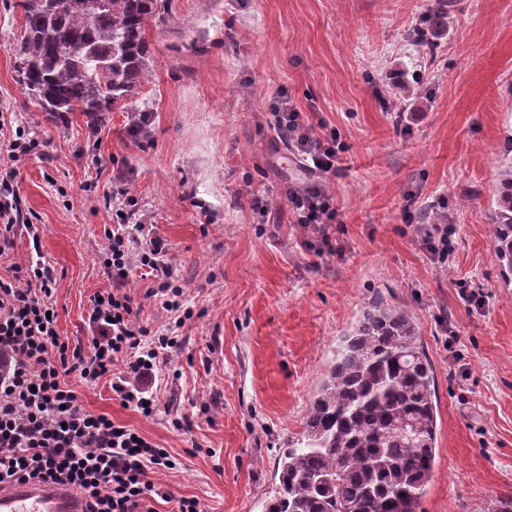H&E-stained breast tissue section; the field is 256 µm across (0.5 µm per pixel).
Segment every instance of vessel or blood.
I'll use <instances>...</instances> for the list:
<instances>
[{"label":"vessel or blood","instance_id":"vessel-or-blood-1","mask_svg":"<svg viewBox=\"0 0 512 512\" xmlns=\"http://www.w3.org/2000/svg\"><path fill=\"white\" fill-rule=\"evenodd\" d=\"M0 512H88L85 497L58 484H0Z\"/></svg>","mask_w":512,"mask_h":512}]
</instances>
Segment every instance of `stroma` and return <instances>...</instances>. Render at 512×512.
Here are the masks:
<instances>
[{"mask_svg":"<svg viewBox=\"0 0 512 512\" xmlns=\"http://www.w3.org/2000/svg\"><path fill=\"white\" fill-rule=\"evenodd\" d=\"M434 2L166 0L147 33L149 82L92 137L81 113L53 119L24 93L23 15L0 0V113L40 143L14 188L43 229L35 245L15 237L0 276L39 255L57 278L60 335L87 342L126 184L193 315L158 356L155 415L123 407L109 378L68 383L87 411L166 448L178 464L161 481L208 512H264L339 337L377 296L411 311L435 375L436 463L417 512L512 497V286L489 221L512 130V0H453L431 62L405 33ZM398 80L399 115L385 105ZM284 90L314 135L340 132L349 147L328 181L336 221L314 238L286 195L312 174L277 135L270 104ZM131 107L151 113L150 137L128 134ZM431 206L457 227L445 271L416 230ZM461 279L484 307L460 297Z\"/></svg>","mask_w":512,"mask_h":512,"instance_id":"35a3bbf8","label":"stroma"}]
</instances>
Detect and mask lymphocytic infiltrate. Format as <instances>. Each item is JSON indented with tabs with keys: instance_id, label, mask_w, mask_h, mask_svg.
Returning <instances> with one entry per match:
<instances>
[{
	"instance_id": "1",
	"label": "lymphocytic infiltrate",
	"mask_w": 512,
	"mask_h": 512,
	"mask_svg": "<svg viewBox=\"0 0 512 512\" xmlns=\"http://www.w3.org/2000/svg\"><path fill=\"white\" fill-rule=\"evenodd\" d=\"M274 110L280 134L319 175L288 194L296 223H331L336 206L324 178L338 169L345 144L333 131L311 135L287 96L276 100ZM37 147L35 139L20 132L0 140V251L13 247L21 229L32 240L40 238L12 185L14 163ZM136 211V198L125 196L109 243L114 285L93 300L87 345L59 334L52 315L57 282L50 267L32 261L14 266L11 279H0V483L64 484L87 498L89 512H156L160 501L170 503L172 512H204L197 498H173L154 481V473L176 466L167 449L108 415L86 411L67 383L72 375L87 383L107 376L123 407L147 417L156 410L148 380L159 351L178 342L140 324L141 306L126 290L131 273L140 269L153 276L155 285L145 295L176 324H183L190 310L173 278L163 238L140 242L143 225L134 222Z\"/></svg>"
}]
</instances>
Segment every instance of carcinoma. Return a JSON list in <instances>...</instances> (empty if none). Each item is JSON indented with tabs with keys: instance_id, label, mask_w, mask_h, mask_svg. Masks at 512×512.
<instances>
[{
	"instance_id": "cac0c4a2",
	"label": "carcinoma",
	"mask_w": 512,
	"mask_h": 512,
	"mask_svg": "<svg viewBox=\"0 0 512 512\" xmlns=\"http://www.w3.org/2000/svg\"><path fill=\"white\" fill-rule=\"evenodd\" d=\"M24 34L15 72L39 111L100 122L151 77L149 27L162 0H16ZM408 33L435 58L425 29ZM491 204L493 249L512 282V135ZM435 377L412 315L375 298L341 337L303 431L284 449L265 512H416L437 446Z\"/></svg>"
}]
</instances>
